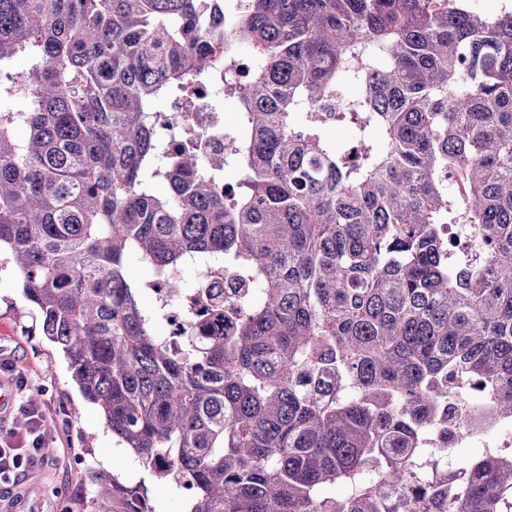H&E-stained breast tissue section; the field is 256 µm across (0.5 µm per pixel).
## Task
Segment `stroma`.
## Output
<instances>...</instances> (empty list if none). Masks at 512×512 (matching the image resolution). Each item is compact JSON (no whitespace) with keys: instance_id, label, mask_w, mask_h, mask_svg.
Wrapping results in <instances>:
<instances>
[{"instance_id":"obj_1","label":"stroma","mask_w":512,"mask_h":512,"mask_svg":"<svg viewBox=\"0 0 512 512\" xmlns=\"http://www.w3.org/2000/svg\"><path fill=\"white\" fill-rule=\"evenodd\" d=\"M0 358L13 361L27 380L12 388L21 403L38 393L52 450L37 481L16 487L0 512H93L92 498L111 481L114 512H125L132 490L144 492L155 512H188L192 494L155 480L128 449L120 447L98 408L72 382L63 352L41 335L34 307L7 256H0Z\"/></svg>"}]
</instances>
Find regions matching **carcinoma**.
<instances>
[{
    "instance_id": "obj_1",
    "label": "carcinoma",
    "mask_w": 512,
    "mask_h": 512,
    "mask_svg": "<svg viewBox=\"0 0 512 512\" xmlns=\"http://www.w3.org/2000/svg\"><path fill=\"white\" fill-rule=\"evenodd\" d=\"M18 58L0 249L83 397L190 512H512V447L426 453L512 425V12L0 0V71ZM209 88L243 122L205 163L153 113ZM202 259L244 291L223 333L172 337L150 283ZM485 431L486 430H481L475 427H465L459 438V442L461 441V446H458L460 448L457 452L458 455L463 458L476 457L484 453L486 448H500L506 442L512 443V436L505 439L503 435H500L491 446L486 448L483 447V443L481 441H473L465 445L468 439L480 437ZM463 445H465L466 448H461Z\"/></svg>"
}]
</instances>
